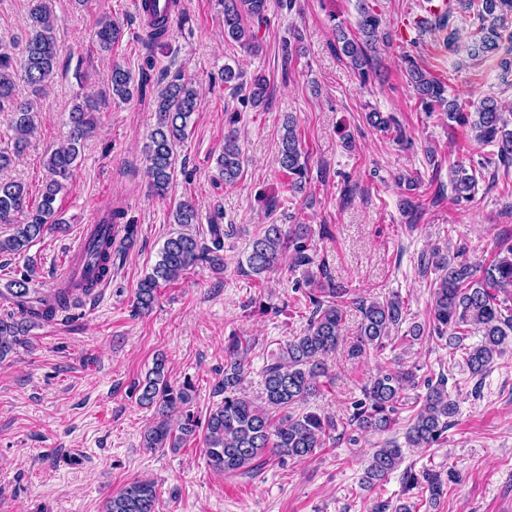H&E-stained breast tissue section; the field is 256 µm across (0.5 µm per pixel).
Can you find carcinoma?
<instances>
[{"label":"carcinoma","mask_w":512,"mask_h":512,"mask_svg":"<svg viewBox=\"0 0 512 512\" xmlns=\"http://www.w3.org/2000/svg\"><path fill=\"white\" fill-rule=\"evenodd\" d=\"M151 14L149 43L161 42L168 36L173 17L183 15L180 0H168V7L158 6L157 0H143ZM224 6V39L233 41L252 55L259 53L254 25L267 23L268 0H219ZM477 5L479 25L473 32V44L483 53L498 49L500 34L497 27H485L486 17L504 21L512 12V0H467V6ZM381 15L359 0L357 30L351 38L343 29L337 30L339 52L346 57L362 80L375 71L369 51L378 41ZM119 22L110 16L97 21L95 41L103 51L121 37ZM405 72L423 109L442 110L448 121L470 128L473 140L481 145L497 146L498 161L512 167V130L507 129L498 102L485 98L475 112L463 111L457 100L448 99V86L430 76L415 57H405ZM59 67V49L54 37V22L45 0H28V22L20 59L0 53V112L11 113L14 137L9 147L0 148V170L11 166L13 159L27 148L29 137L37 127L43 110V94ZM23 81L31 96H16L17 81ZM224 83L233 90L245 92L244 101L254 108L267 104L268 83L264 76L255 75L243 81L241 70L224 66ZM110 84L112 98L129 101L136 91L133 74L119 63L112 64ZM198 110V95L193 82L175 74L167 82L155 105L156 122L147 151V174L158 195L170 187L176 163V146L187 138L188 128ZM98 102L83 99L70 109V131L67 143L53 150L45 159L49 173L40 200L30 204L23 183L0 179V224H8L11 232L0 238V255L26 257L24 270L8 280L0 289V297L13 304L10 312L0 314V361L22 343L32 327L50 323L70 311L81 296L91 295L112 276V266L119 252L112 251L115 238L130 245L137 225L124 222L125 212L107 210V220L98 224L90 237L85 255L90 274L76 278L67 285L49 288L42 295L30 287L36 274V263L28 257L34 243L58 223L60 212L55 206L57 195L77 166L84 141L94 132ZM370 125L387 131L395 128L397 139L403 138L395 120L378 112L367 115ZM281 171L288 176V190L299 193L308 181V155L294 120L285 122L284 133L277 146ZM242 149L234 129L224 134V150L217 159V169L224 183L233 184L242 172ZM477 169L454 167L451 182L455 200L470 199L477 185ZM174 223L182 227L177 235L167 239L159 260L139 283L133 307L140 314L152 311L159 289L175 282L188 268L207 263L214 270L224 268L223 218L218 211L209 224L210 243L199 239L193 225L199 223L195 206L189 200L172 211ZM312 229L308 224H293L283 231L280 224H267L257 235L248 257L250 273L261 276L278 266L283 255L291 254L294 266L309 264ZM432 264L439 272L433 285V306L428 325L413 324L403 339L412 343L423 337L445 343L461 353L474 376L484 375L502 354V346L512 336V305L498 299V294L512 288V246L506 253L483 267V275L475 277L467 264L455 263L440 253L432 254ZM309 316L304 329L278 348L261 370V389L255 397L243 392L246 378L245 350L236 338L224 348V377L215 386L223 399L200 421L189 410L193 401L191 382L180 386L169 380L164 357L154 360L145 378L134 384L137 401L154 409L153 421L144 429L142 447L178 448L184 441L203 436L208 466L228 476L257 473L273 457L301 462L315 456L321 449L341 439L332 418L312 410L308 403L319 391V379L326 376L325 355L336 349L343 323L344 308L350 291L330 280H306ZM355 305L361 313L357 335L350 355L361 357L369 350L381 351L392 333L405 322L402 302L397 298L385 301L358 298ZM480 336L479 342L467 345L469 334ZM448 378L419 382L413 369L398 367L379 370L362 389V397L352 403L350 425L363 433H385L398 424L406 391L419 387L425 395L417 396L419 407L405 432V444L386 440L369 456L361 485L372 488L383 481L404 460L403 448H426L439 442L448 430V419L457 413V404L448 393ZM457 479L450 471L447 479L437 473L417 474L406 470L405 489L420 488L429 500L439 499L447 482ZM159 498L155 481L136 479L112 495L105 512H157Z\"/></svg>","instance_id":"obj_1"}]
</instances>
